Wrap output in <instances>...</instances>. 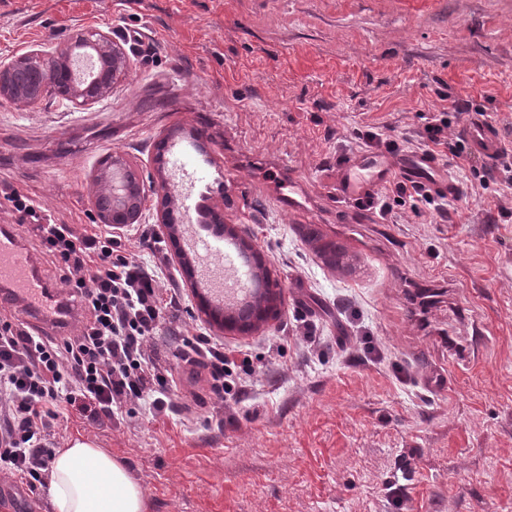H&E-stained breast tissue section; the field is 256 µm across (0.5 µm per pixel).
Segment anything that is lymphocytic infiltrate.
Instances as JSON below:
<instances>
[{
	"mask_svg": "<svg viewBox=\"0 0 512 512\" xmlns=\"http://www.w3.org/2000/svg\"><path fill=\"white\" fill-rule=\"evenodd\" d=\"M0 194L20 221L32 222L40 254L65 269L68 302L80 314L77 334L60 338L0 315V472L34 490L48 482L46 435L60 417L102 425L137 406L162 412L172 405L174 381L146 343L180 303L165 293L164 261L140 260L109 231L44 223L28 197L8 187ZM178 353L187 362L200 357L218 391L245 383L253 369L250 355L202 334L182 339Z\"/></svg>",
	"mask_w": 512,
	"mask_h": 512,
	"instance_id": "1",
	"label": "lymphocytic infiltrate"
}]
</instances>
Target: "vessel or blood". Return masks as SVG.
I'll use <instances>...</instances> for the list:
<instances>
[{
    "label": "vessel or blood",
    "mask_w": 512,
    "mask_h": 512,
    "mask_svg": "<svg viewBox=\"0 0 512 512\" xmlns=\"http://www.w3.org/2000/svg\"><path fill=\"white\" fill-rule=\"evenodd\" d=\"M463 135L471 152L487 161L499 154L501 135L496 126L481 117H473ZM424 185L431 192L454 195L458 186L451 179L438 175L437 163L431 155L420 152L401 157L391 163L377 156L361 153L348 157L336 166V181L332 195L337 206L367 203L375 190L391 176ZM275 200L285 204L289 212L300 213L295 181L282 182L271 189ZM0 309L23 307L27 317L43 329L57 324L58 319L44 309L48 285L37 271V261L11 229H0Z\"/></svg>",
    "instance_id": "obj_1"
}]
</instances>
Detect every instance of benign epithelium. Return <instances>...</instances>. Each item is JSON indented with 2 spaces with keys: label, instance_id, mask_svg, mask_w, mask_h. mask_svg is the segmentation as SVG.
I'll return each instance as SVG.
<instances>
[{
  "label": "benign epithelium",
  "instance_id": "1",
  "mask_svg": "<svg viewBox=\"0 0 512 512\" xmlns=\"http://www.w3.org/2000/svg\"><path fill=\"white\" fill-rule=\"evenodd\" d=\"M79 50L90 52L99 64V75L91 83H62L48 69L29 71L34 60L54 61V68L67 65L71 56ZM132 49L110 29L94 28L77 30L70 41L52 50L33 49L10 60L0 61V98L20 104H32L45 95H61L74 108L83 109L107 99L115 85L127 75ZM97 198L94 200L99 223L114 229L128 228L141 223L146 192L162 196L161 208L156 210V223L169 231L173 225V203L164 182L149 178L144 183L141 170L125 156L110 154L99 162ZM269 306L259 300L248 320L238 322L229 318L216 325L232 330H247L264 322Z\"/></svg>",
  "mask_w": 512,
  "mask_h": 512
}]
</instances>
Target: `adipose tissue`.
<instances>
[{
	"mask_svg": "<svg viewBox=\"0 0 512 512\" xmlns=\"http://www.w3.org/2000/svg\"><path fill=\"white\" fill-rule=\"evenodd\" d=\"M48 493L53 512H148L145 493L125 462L81 439L55 449Z\"/></svg>",
	"mask_w": 512,
	"mask_h": 512,
	"instance_id": "adipose-tissue-1",
	"label": "adipose tissue"
}]
</instances>
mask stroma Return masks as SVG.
I'll return each mask as SVG.
<instances>
[{
	"label": "stroma",
	"mask_w": 512,
	"mask_h": 512,
	"mask_svg": "<svg viewBox=\"0 0 512 512\" xmlns=\"http://www.w3.org/2000/svg\"><path fill=\"white\" fill-rule=\"evenodd\" d=\"M99 25L134 38L127 78L83 110L0 99V182L82 227L96 221L103 157L195 199L203 183L172 167L188 156L197 173L222 171L218 205L279 298L259 329L222 330L179 274L184 309L152 346L172 360L178 336L206 334L255 355L248 382L218 394L207 369L174 363L172 411L61 420L48 442L81 438L124 460L149 512H512V193L443 154L459 187L448 218L422 203L393 219L340 210L328 193L337 162L370 149L366 132L392 160L424 151L416 132L455 99L512 146V0H0V60ZM275 175L298 180L339 252L271 199ZM156 202L121 232L140 257L146 232L171 259L209 235L194 210L175 211L168 233ZM438 372L436 392L425 379Z\"/></svg>",
	"instance_id": "35a3bbf8"
}]
</instances>
